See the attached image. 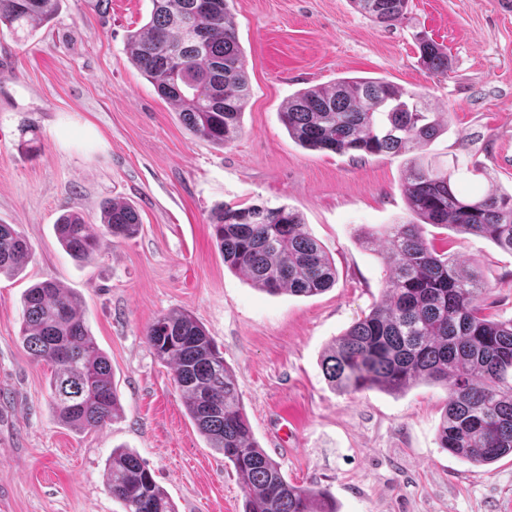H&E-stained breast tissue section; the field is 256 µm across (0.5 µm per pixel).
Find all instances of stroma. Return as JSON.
Returning <instances> with one entry per match:
<instances>
[{
	"mask_svg": "<svg viewBox=\"0 0 512 512\" xmlns=\"http://www.w3.org/2000/svg\"><path fill=\"white\" fill-rule=\"evenodd\" d=\"M503 0H409L382 28L351 0H234L251 96L230 146L193 138L131 62L129 32L151 0H63L33 33L0 27V222L33 255L0 275V512H123L107 490L113 449L136 452L178 512H241L244 492L186 413L146 327L191 312L224 353L261 448L289 480L328 488L339 512H512V455L477 474L439 446L445 386L402 393L333 390L325 349L382 295L387 268L363 232L409 219L407 157L354 160L292 140L279 114L297 91L340 77L382 78L422 92L442 122L425 155L458 165L467 194L512 190V9ZM427 32L452 68L433 76L415 41ZM38 137L39 149L27 142ZM133 203L142 228L89 263L58 243L64 212L97 221L102 200ZM285 205L331 257L336 284L311 297L269 295L224 265L217 205ZM437 249L478 263L487 313L512 318V254L490 239L427 226ZM69 289L108 355L121 414L75 431L50 407L47 363L21 335L22 296Z\"/></svg>",
	"mask_w": 512,
	"mask_h": 512,
	"instance_id": "stroma-1",
	"label": "stroma"
}]
</instances>
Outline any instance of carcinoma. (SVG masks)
Returning a JSON list of instances; mask_svg holds the SVG:
<instances>
[{
	"mask_svg": "<svg viewBox=\"0 0 512 512\" xmlns=\"http://www.w3.org/2000/svg\"><path fill=\"white\" fill-rule=\"evenodd\" d=\"M62 0H0V26L29 33L50 22ZM234 0H152L149 21L127 37L132 62L177 110L193 136L226 147L238 137L250 98L245 55L232 24ZM380 27L405 18L408 0H351ZM433 75L450 70L447 48L415 35ZM301 147L351 158L423 149L440 133L421 92L384 79L340 78L304 89L280 112ZM458 167L440 169L409 160L402 191L411 220L384 238L366 232L364 245L381 247L388 269L382 300L326 350V380L341 392H404L441 383L448 398L439 446L476 467L512 455V318L484 313L488 291L477 265L439 251L424 225L482 235L512 253V192L465 196L455 188ZM224 265L245 274L269 295L311 297L336 284V267L285 206L226 204L211 214ZM137 209L120 200L101 204L100 223L76 212L54 224L65 252L78 262L100 255L112 239L140 232ZM29 240L14 224H0V275L24 270ZM21 336L31 357L53 367L50 406L58 422L85 431L118 417L112 365L97 345L72 292L53 281L23 294ZM157 359L169 366L185 410L208 447L224 455L244 492L243 512H338L326 488L288 481L260 448L243 411L223 353L188 311L157 317L146 330ZM107 487L124 512H177L147 463L116 448L106 461Z\"/></svg>",
	"mask_w": 512,
	"mask_h": 512,
	"instance_id": "obj_1",
	"label": "carcinoma"
}]
</instances>
